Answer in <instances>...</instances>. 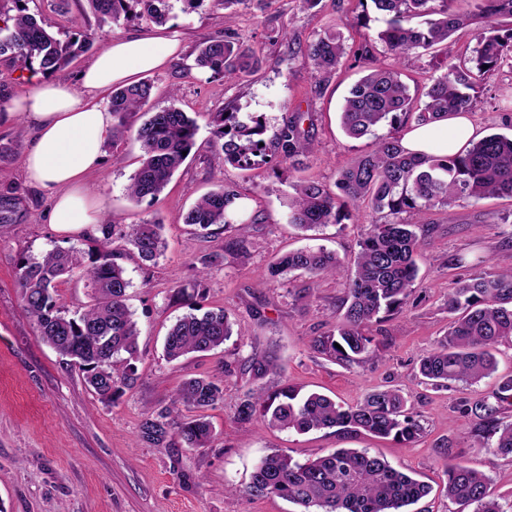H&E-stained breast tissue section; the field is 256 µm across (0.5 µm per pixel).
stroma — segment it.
I'll list each match as a JSON object with an SVG mask.
<instances>
[{
  "label": "stroma",
  "instance_id": "obj_1",
  "mask_svg": "<svg viewBox=\"0 0 512 512\" xmlns=\"http://www.w3.org/2000/svg\"><path fill=\"white\" fill-rule=\"evenodd\" d=\"M168 25L181 30L185 49L164 69L147 73L153 84L154 109L169 104L198 122L197 151L191 152L158 198L134 203L127 186L140 166L135 136L104 144L102 163L89 177L103 214L113 223L159 221L164 250L157 263L142 261L122 236L112 238L130 281L127 303L138 323V358L134 379L115 402H101L86 385L83 372L61 357L36 334L26 317L15 280L22 255H40L59 248L89 251L95 239L56 231L47 222L48 202L29 185L21 167L31 131L6 117L11 98L29 87L26 69L0 56V144L12 153L0 161L7 182L18 187L29 205L26 219L0 234V512H296L278 497L245 494L254 463L275 450L303 462L338 448H366L383 455L394 467L424 481L430 493L411 512H472L448 500L446 477L437 450L453 454L489 479V493L503 507L512 506V457L473 445L471 427L462 411L479 400H493L498 379L512 375V342L495 351L497 374L476 384L449 382L443 388L420 383L419 359L436 347L454 319L448 292L457 281L512 268V200H458L449 211L428 214L425 244L416 258L418 275L410 302L402 311L369 328L375 356L344 367L313 352L310 341L332 329L344 297L342 280L331 277L272 282L267 270L284 252L322 246L352 266L358 243L374 217L302 231L286 220L293 184L311 179L335 189L339 171L369 148L368 139L345 136L339 112L350 87L366 66L355 59L370 44L377 61L396 66L410 88L444 71L445 59L435 52L397 60L377 38L381 22L372 18L371 0H318L301 7L298 0H248L227 11L222 0H200L186 8L169 0ZM49 24L64 25L67 15L79 17L91 36L89 49L61 74L71 77L88 64L114 35L152 30V23L129 18L99 24L87 0H36ZM340 32L348 54L335 74L317 84L305 60L308 45L328 32ZM228 35L255 51L259 63L249 73L227 80L192 69L196 45ZM476 104L470 114L480 135L512 136V59L501 61L479 77ZM235 112L240 119L264 117L268 163L251 170L225 161L212 143L210 115ZM309 113L315 149L299 164L281 160L274 149L280 129L294 112ZM233 184L245 203L237 237L246 241L244 256H226L208 277H200V256L222 252L226 237L216 230L208 237L191 234L182 216L220 182ZM203 280L205 291L189 302L173 300L179 288ZM309 288L311 300L294 291ZM224 310L233 335L224 346L177 361L164 355L170 326L190 311ZM276 351L284 381L349 405L385 386L403 389L423 433L402 446L364 432L323 429L306 434L268 428L261 420L247 424L235 418L243 392L240 375L228 376L225 366L239 368L252 353ZM207 376L224 388V401L207 416L215 439L207 448L187 447L172 437L160 446L146 443L139 426L147 412L170 405L184 379Z\"/></svg>",
  "mask_w": 512,
  "mask_h": 512
}]
</instances>
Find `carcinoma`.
<instances>
[{
	"mask_svg": "<svg viewBox=\"0 0 512 512\" xmlns=\"http://www.w3.org/2000/svg\"><path fill=\"white\" fill-rule=\"evenodd\" d=\"M0 6V55L10 54L20 66L38 64L50 74L68 66L90 45V35L75 19L68 30L55 31L37 12L35 0H11ZM105 22L135 16L157 25L168 18L167 0H88ZM386 16L378 38L396 57L442 48L446 71L424 85V101L416 104L401 73L374 63L368 45L359 59L369 62L367 74L349 90L340 112V124L351 138L371 139L370 149L355 157L338 174L340 195L315 182L293 184L288 222L301 230L341 224L359 217L361 209L383 214L369 225L359 243L355 267L346 269L322 247H306L280 256L269 268L273 279L289 280L301 272L312 277L331 275L344 281L343 314L334 330L311 341L314 352L343 366L359 364L371 353L370 324L379 314L391 315L405 305L417 276L415 257L423 246L417 224L431 210H448L461 198L475 201L490 196L512 198V137L489 134L458 155H415L401 145V131L408 123H436L450 114L470 112L476 103L475 73L485 72L512 55V0H476V10L461 15L453 0H371ZM429 16L427 27L410 25L414 17ZM478 29L476 46L464 63H455L452 35L460 28ZM346 54L340 33H327L310 43L306 57L318 81L336 71ZM194 67L212 77L226 79L252 67V56L228 37L210 38L196 48ZM152 85L140 81L113 88L110 109L112 143L131 130L129 120H145L136 130L142 162L127 187L138 203L162 194L186 160L183 152L197 144L198 125L188 113L171 105L144 110ZM214 135L221 140L225 160L239 167L257 164L265 155L260 145L263 124L236 121L232 112L210 114ZM305 114L293 113L277 135V150L284 161L313 150L303 128ZM240 194L230 184L201 197L185 213L183 223L194 233L208 236L213 228L229 232L236 218ZM25 211L18 189L4 183L0 172V231L15 224ZM161 224L145 220L132 224L121 236L128 239L140 259L152 264L162 254ZM104 235L95 251L53 249L38 257L22 256L15 276L21 289V306L34 322L37 336L61 357L79 366L86 384L100 397L113 402L133 380L137 359L138 324L126 298L130 281L112 252L115 226L101 227ZM80 273L91 289V304L71 316L59 302L57 285ZM462 311L438 347L419 362L421 376L434 386L450 381L472 383L491 376L496 369L493 350L512 340V270L458 283L448 293V311ZM233 335V323L224 311L190 313L170 328L164 354L173 361L191 353L210 352ZM241 374L248 389L236 408V418L248 423L260 416L267 425L299 434L326 428L364 431L391 437L408 445L422 431L397 389H378L348 405L319 393H303L286 383L270 385L281 375L271 356L252 354L243 360ZM223 398V390L209 377H192L178 386L173 406L149 412L140 424L143 440L159 446L173 435L187 446L204 448L214 439L205 411ZM512 404V376L500 380L495 401L482 400L465 408L474 422L475 446H491L512 456V424L499 414ZM183 405L196 414L180 416ZM448 499L474 506L473 512H504L487 495L484 474L459 461L452 449L440 448ZM430 486L393 467L382 455L367 448H339L300 463L276 450L254 467L245 493L252 497L277 496L300 507L299 512H406L405 507L427 496Z\"/></svg>",
	"mask_w": 512,
	"mask_h": 512,
	"instance_id": "obj_1",
	"label": "carcinoma"
}]
</instances>
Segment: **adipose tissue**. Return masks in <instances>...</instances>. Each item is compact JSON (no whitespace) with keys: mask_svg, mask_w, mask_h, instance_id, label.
Segmentation results:
<instances>
[{"mask_svg":"<svg viewBox=\"0 0 512 512\" xmlns=\"http://www.w3.org/2000/svg\"><path fill=\"white\" fill-rule=\"evenodd\" d=\"M178 30L118 35L111 38L75 81L30 77V90L9 104L35 132L22 165L28 181L51 199L50 222L63 232H95L102 207L87 179L102 161L112 133L107 97L116 85H133L142 74L167 65L181 49ZM476 137L466 114L437 124L411 126L402 145L412 153L448 155L462 151Z\"/></svg>","mask_w":512,"mask_h":512,"instance_id":"adipose-tissue-1","label":"adipose tissue"}]
</instances>
